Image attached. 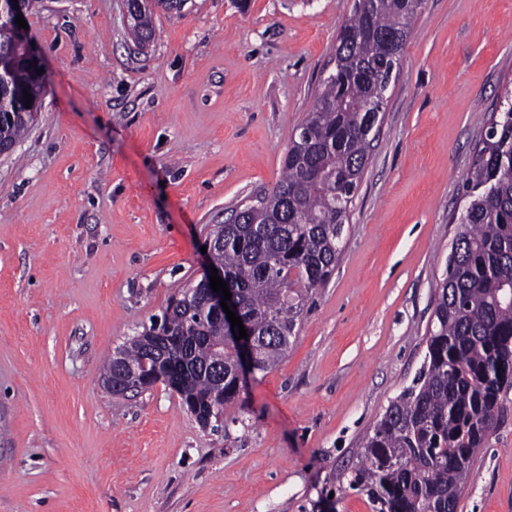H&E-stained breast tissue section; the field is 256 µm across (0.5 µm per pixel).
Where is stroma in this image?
Here are the masks:
<instances>
[{
    "mask_svg": "<svg viewBox=\"0 0 512 512\" xmlns=\"http://www.w3.org/2000/svg\"><path fill=\"white\" fill-rule=\"evenodd\" d=\"M354 0H38L41 111L0 156V512H372L345 475L413 386L474 147L512 81V0H425L329 279L274 370L201 426L102 363L201 279L214 225L272 191ZM457 512H512V389ZM137 0H128L126 3L129 17L132 24L130 26V33L133 38L140 44L149 41L154 35L152 26L153 10L145 8L140 9Z\"/></svg>",
    "mask_w": 512,
    "mask_h": 512,
    "instance_id": "obj_1",
    "label": "stroma"
}]
</instances>
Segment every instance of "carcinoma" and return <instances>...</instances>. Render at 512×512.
<instances>
[{
    "instance_id": "carcinoma-1",
    "label": "carcinoma",
    "mask_w": 512,
    "mask_h": 512,
    "mask_svg": "<svg viewBox=\"0 0 512 512\" xmlns=\"http://www.w3.org/2000/svg\"><path fill=\"white\" fill-rule=\"evenodd\" d=\"M130 33L154 35L153 11L126 3ZM421 7L376 0L370 14L355 0L338 34L336 72L328 77L291 137L284 175L257 208H241L210 234V262L237 289L242 316L256 332V369L285 357L309 295L336 267L348 207L369 163L378 113L369 104L393 65L384 35L405 44ZM16 49L8 0H0V60ZM42 85L21 69L0 81V144L14 148L33 122L14 94ZM466 203L426 336L415 385L392 401L363 441L347 477L374 512H456L478 450L489 438L501 394L512 388V90L489 120L465 178ZM184 343L157 362L134 337L119 351L131 364L150 360L151 383L170 386L167 364L180 368L176 393L199 422L219 420L237 398L234 344L216 348L220 328L203 281L180 291L155 330Z\"/></svg>"
}]
</instances>
